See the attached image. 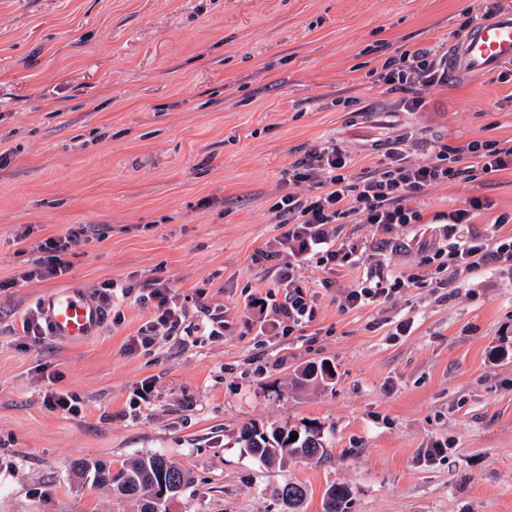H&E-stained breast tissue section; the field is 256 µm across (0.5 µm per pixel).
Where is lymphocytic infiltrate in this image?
Here are the masks:
<instances>
[{
    "instance_id": "f902f5d3",
    "label": "lymphocytic infiltrate",
    "mask_w": 512,
    "mask_h": 512,
    "mask_svg": "<svg viewBox=\"0 0 512 512\" xmlns=\"http://www.w3.org/2000/svg\"><path fill=\"white\" fill-rule=\"evenodd\" d=\"M439 47L406 49L387 57L381 67L368 73L373 83L404 92L406 110H418L423 99L420 88L444 82L447 73ZM414 147L406 141L394 143L376 166L356 168L345 150L336 145L319 147L296 160L285 170V192L273 206L283 228L284 251L264 253L273 262L283 300L275 302V312L285 332L310 322L312 301L300 279L304 263H316L331 272L335 268L359 264L367 253L365 245L338 240L337 224H372L387 230L421 223L423 215L412 201L429 188L451 182L472 181L482 176L512 171V146L496 141H471L461 147L441 146L424 160L413 157ZM482 207L479 199L449 211L443 229L445 243L423 245L427 271L400 279L375 264L346 296L347 308L355 309L390 299L404 284L418 288H440L458 271L477 272L501 261L512 262V233L485 240L472 224ZM97 224H74L61 234L46 238L37 247L26 279L49 280L65 275L70 258L84 246L102 241ZM143 299L153 312L129 338L128 350H150L160 339L177 335L187 312L179 306L170 282L156 278L141 283Z\"/></svg>"
}]
</instances>
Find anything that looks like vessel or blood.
<instances>
[{
  "label": "vessel or blood",
  "mask_w": 512,
  "mask_h": 512,
  "mask_svg": "<svg viewBox=\"0 0 512 512\" xmlns=\"http://www.w3.org/2000/svg\"><path fill=\"white\" fill-rule=\"evenodd\" d=\"M512 62V11L483 19L448 52L449 79L475 78ZM49 336L62 344H81L102 332L108 313L97 296L81 285L54 288L39 299Z\"/></svg>",
  "instance_id": "vessel-or-blood-1"
}]
</instances>
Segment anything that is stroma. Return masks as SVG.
I'll list each match as a JSON object with an SVG mask.
<instances>
[{
  "instance_id": "stroma-1",
  "label": "stroma",
  "mask_w": 512,
  "mask_h": 512,
  "mask_svg": "<svg viewBox=\"0 0 512 512\" xmlns=\"http://www.w3.org/2000/svg\"><path fill=\"white\" fill-rule=\"evenodd\" d=\"M482 0H0V512H138L75 465L113 469L159 453L189 483L166 512H287L272 490L304 485L299 512H324L330 486L349 512H512V263L445 288H401L342 306L365 265L301 271L315 315L271 332L279 293L265 250L280 249L272 210L281 173L325 143L375 166L403 136L430 149L512 142V81L492 74L402 93L367 73L397 49L450 47ZM483 207L475 232L512 215V173L452 182L415 199L423 221L396 226L406 250L374 251L407 278L435 214ZM73 224L103 241L64 276L22 281L35 248ZM29 228L16 242L20 228ZM168 280L189 342L124 345L152 312L128 297L119 323L78 345L34 340L22 318L48 289ZM224 333L205 334V307ZM412 331L394 335L398 320ZM328 361L331 380L297 385ZM149 402L135 403L143 380ZM80 396L51 410L47 390ZM319 428L323 457L265 465L238 442L246 425ZM446 445L427 461L423 451ZM350 491L345 486L333 485L327 489L324 499L325 512H348Z\"/></svg>"
}]
</instances>
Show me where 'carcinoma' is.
I'll return each instance as SVG.
<instances>
[{"label": "carcinoma", "mask_w": 512, "mask_h": 512, "mask_svg": "<svg viewBox=\"0 0 512 512\" xmlns=\"http://www.w3.org/2000/svg\"><path fill=\"white\" fill-rule=\"evenodd\" d=\"M332 376L331 368L322 363L305 366L298 376V382L306 384L325 380ZM293 430L281 426L266 428L256 425L241 429L238 443L246 448L259 461L273 464L284 461L290 456L314 457L324 455L326 445L323 436L310 429L298 434L290 441ZM76 468L91 477L96 486L110 487L121 498L138 503L139 512H162L167 500L179 494L188 484V475L169 462L162 454H151L133 460L119 471H112L104 462H79ZM167 489L166 498H161V490ZM274 494L287 507L288 512H297L307 496L304 487L284 482L274 489ZM350 491L345 486L333 485L327 489L324 499V512H348Z\"/></svg>", "instance_id": "1"}]
</instances>
